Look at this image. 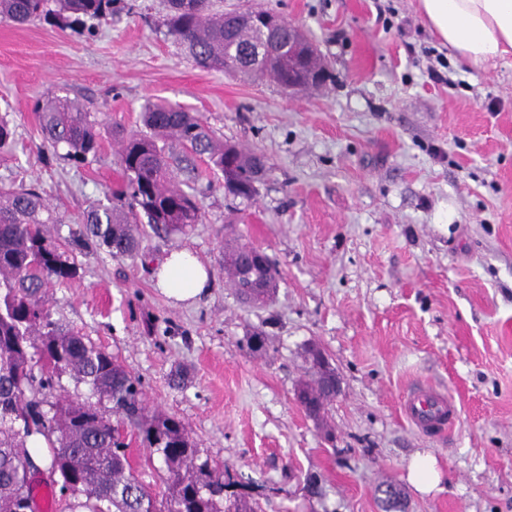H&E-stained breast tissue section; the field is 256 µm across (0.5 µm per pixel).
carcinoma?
I'll use <instances>...</instances> for the list:
<instances>
[{
	"mask_svg": "<svg viewBox=\"0 0 512 512\" xmlns=\"http://www.w3.org/2000/svg\"><path fill=\"white\" fill-rule=\"evenodd\" d=\"M116 0H0V22L100 20ZM163 25L203 70L248 56L236 68L255 81L288 83L275 38L250 21L256 9L229 24L211 0H168ZM328 68L314 51L295 76L299 89L317 88ZM44 141L60 158L86 164L97 157L101 132L96 114L67 97H50L35 112ZM142 133L122 137L119 163L126 189L111 202L91 207L83 218L82 249L106 250L114 258L141 256V235L185 233L203 221L197 197L185 190L159 142L174 139L206 154L224 177V188L249 200L255 193L254 153L242 150L226 160V145L215 142L193 115L172 105L146 102ZM53 215L33 185L0 184V512H38V498L51 496L53 512H224L229 486L224 465L202 456L177 417L152 409L140 382L118 358L52 317L46 288L79 275L68 239H54ZM68 378L74 392L48 401ZM132 435L143 450L139 466L153 469L155 489L136 475L118 448ZM163 466H155V461Z\"/></svg>",
	"mask_w": 512,
	"mask_h": 512,
	"instance_id": "carcinoma-1",
	"label": "carcinoma"
}]
</instances>
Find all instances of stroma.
<instances>
[{
  "label": "stroma",
  "mask_w": 512,
  "mask_h": 512,
  "mask_svg": "<svg viewBox=\"0 0 512 512\" xmlns=\"http://www.w3.org/2000/svg\"><path fill=\"white\" fill-rule=\"evenodd\" d=\"M251 6L315 42L326 88L288 92L195 67L161 24L166 0H117L89 32L0 23V116L15 128L0 180L38 187L67 220L62 236L121 185L118 133L140 129L146 100L267 160L246 201L194 156L203 223L143 239L156 259L187 249L208 267L193 304H172L153 265L87 249L81 278L48 288L53 317L112 351L258 512H386V485L401 493L395 512H512V54L464 61L418 0H215ZM440 58L438 83L429 68ZM51 95L96 112L102 146L90 163L45 148L34 108ZM230 241L277 264L267 306L248 307L228 284ZM256 331L265 352L245 345ZM312 345L341 379L322 427L295 400ZM419 386L454 399L452 428L407 422L402 402ZM422 451L442 473L430 494L407 480Z\"/></svg>",
  "instance_id": "1"
}]
</instances>
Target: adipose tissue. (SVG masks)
<instances>
[{
	"instance_id": "1",
	"label": "adipose tissue",
	"mask_w": 512,
	"mask_h": 512,
	"mask_svg": "<svg viewBox=\"0 0 512 512\" xmlns=\"http://www.w3.org/2000/svg\"><path fill=\"white\" fill-rule=\"evenodd\" d=\"M421 13L443 42L463 59L486 63L512 52V0H419ZM209 273L189 250L171 252L157 269V285L176 303L195 302Z\"/></svg>"
}]
</instances>
